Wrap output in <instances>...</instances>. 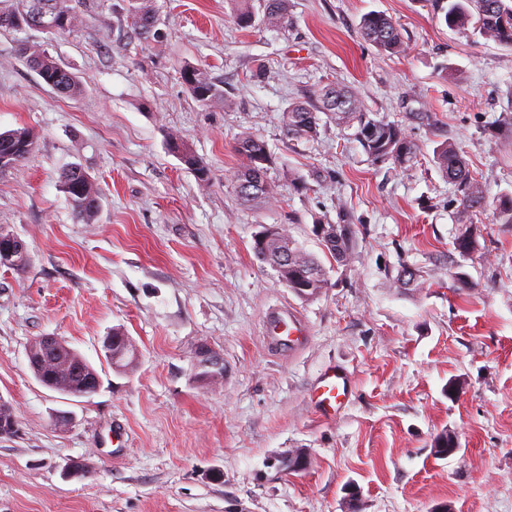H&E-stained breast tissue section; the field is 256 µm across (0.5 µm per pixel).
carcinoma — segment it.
<instances>
[{
	"instance_id": "carcinoma-1",
	"label": "carcinoma",
	"mask_w": 512,
	"mask_h": 512,
	"mask_svg": "<svg viewBox=\"0 0 512 512\" xmlns=\"http://www.w3.org/2000/svg\"><path fill=\"white\" fill-rule=\"evenodd\" d=\"M49 4L56 25L55 33L69 32L79 24L80 0H22V6L0 5V28L22 30L40 28L35 19V6ZM232 20L240 28H248L255 22L251 0H233ZM436 15L444 23L465 32L474 27L481 37L500 45L512 47V0H433ZM132 15L139 34L146 39L161 42L162 35L155 29V14L148 0H132ZM261 24L267 29H281L288 24V0H267ZM362 36L378 48L390 54L405 52L406 44L400 29L391 19L380 13H370L361 19ZM25 64L37 72L45 84L57 93L72 97L81 92L78 78L66 70L55 58L32 44L21 48ZM183 83L194 98L210 104L224 98V92L211 78L209 72L186 64L181 68ZM322 110L336 126L352 131L353 138L375 162L390 161L395 168L405 171L416 159V146L397 124L369 111L361 97L350 90L327 87L320 93ZM319 118L315 108L306 102H296L282 115V127L287 138L309 140L318 132ZM169 144L177 152L187 169L194 172L201 182L209 180L208 167L198 159L189 145L178 134L169 135ZM33 134L26 128L0 132V174L18 169L34 152ZM236 152L241 158L234 182L238 197L245 203L268 202L277 195L276 185L268 180L267 171L272 156L265 144L252 136L240 138ZM434 163L443 176L454 186L458 203L456 221L461 231L455 238V250L466 257L479 250L478 225L471 220L476 213L490 210L500 224H512V192L496 197L489 195L485 182L472 174L469 164L456 145L447 142L434 151ZM88 174L77 165L66 167L61 182L67 195L75 222L89 224L96 217L100 203V188L87 183ZM347 225H337L336 242H322L327 253L339 264L347 263L352 255L354 238L346 233ZM296 252L288 270L278 271L284 278L302 277L313 287H326V273L322 264L295 245L286 230L272 234L262 246L254 247L257 259L275 266L284 251ZM112 335L120 339L121 356L113 367L125 369L137 359V350L128 336L119 328ZM35 353L42 357L40 369L33 370L47 381L62 382L73 391H86L91 395L100 385L95 367L78 351L61 347L57 353L47 352L41 344L35 345Z\"/></svg>"
}]
</instances>
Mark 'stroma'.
I'll return each instance as SVG.
<instances>
[{
    "label": "stroma",
    "mask_w": 512,
    "mask_h": 512,
    "mask_svg": "<svg viewBox=\"0 0 512 512\" xmlns=\"http://www.w3.org/2000/svg\"><path fill=\"white\" fill-rule=\"evenodd\" d=\"M130 4L85 0L62 34L0 30V132L36 141L0 175V230L29 253L24 269L0 266V399L18 423L0 438V512H346L352 493L358 512H512V224L477 215L480 248L460 258L453 189L433 163L452 141L490 195L512 191V143L492 127L512 113V49L449 28L432 0H288L291 22L275 31L234 25L231 0H152L159 43L135 30ZM371 12L401 25L405 53L363 39ZM22 42L81 93L44 84ZM187 63L219 81L223 103L193 98ZM336 84L403 127L417 147L410 171L372 161L325 115L315 139L285 136L282 113ZM173 132L208 181L170 150ZM246 134L273 156L278 198L259 208L233 182ZM72 164L102 189L90 224L74 221L61 187ZM319 222L354 225L348 264L327 256ZM275 224L325 267L316 298L256 258V235ZM404 265L421 287L398 283ZM276 306L307 328L296 351L266 344ZM115 328L138 349L124 372L100 353ZM45 335L96 367L95 394L35 379L25 352ZM202 343L224 358L219 386L191 376ZM330 365L352 392L326 422L309 392ZM445 430L460 449L442 459L433 440ZM300 449L307 469L270 467ZM73 462L85 476L65 477ZM21 55L25 64L36 71L43 82L60 95L72 97L81 92L78 78L37 45L22 47Z\"/></svg>",
    "instance_id": "stroma-1"
}]
</instances>
